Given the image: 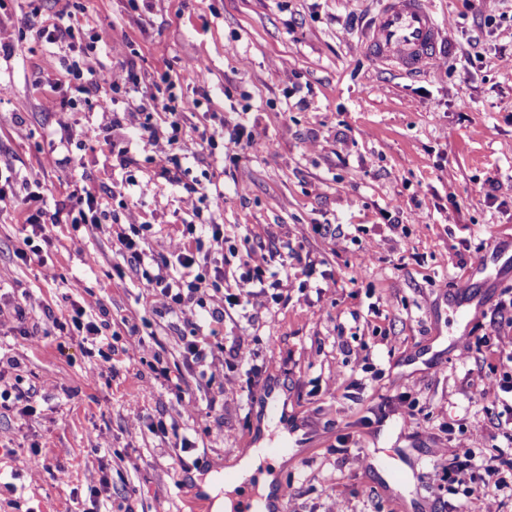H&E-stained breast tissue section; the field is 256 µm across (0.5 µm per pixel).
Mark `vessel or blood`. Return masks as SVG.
Listing matches in <instances>:
<instances>
[{
  "label": "vessel or blood",
  "instance_id": "obj_1",
  "mask_svg": "<svg viewBox=\"0 0 512 512\" xmlns=\"http://www.w3.org/2000/svg\"><path fill=\"white\" fill-rule=\"evenodd\" d=\"M367 49L379 60L395 63L402 71H422L438 52L439 28L424 0H383V6L365 33ZM253 402L259 403L266 422L287 426L288 411L279 393L260 385ZM287 485L277 483L269 494L242 488L235 512H285Z\"/></svg>",
  "mask_w": 512,
  "mask_h": 512
}]
</instances>
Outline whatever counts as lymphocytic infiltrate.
<instances>
[{
  "label": "lymphocytic infiltrate",
  "mask_w": 512,
  "mask_h": 512,
  "mask_svg": "<svg viewBox=\"0 0 512 512\" xmlns=\"http://www.w3.org/2000/svg\"><path fill=\"white\" fill-rule=\"evenodd\" d=\"M193 103L170 98L166 110L171 115L170 134L158 143L160 174L168 181L182 186L188 210H195L197 201L207 198L222 203V196H209L201 183H187L180 176V158L184 147L180 142L181 120L192 111ZM151 232L142 224L134 235H119L118 242L139 269L141 284L150 292L154 308L160 315L196 316L207 323L212 337H220L227 309L262 308L267 304V285L264 281L271 257L265 253L245 251L238 257L240 293L224 295V269L203 266L200 253L205 242L223 244L224 227L215 217L184 224L180 237L154 255H147L143 244ZM430 480L437 490L452 485L467 488L464 512H482L481 491L494 487L497 492L512 497V483L500 477L492 463L477 464L472 452L455 455L451 461L433 466Z\"/></svg>",
  "instance_id": "f902f5d3"
}]
</instances>
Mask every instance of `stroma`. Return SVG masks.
<instances>
[{
	"mask_svg": "<svg viewBox=\"0 0 512 512\" xmlns=\"http://www.w3.org/2000/svg\"><path fill=\"white\" fill-rule=\"evenodd\" d=\"M441 32L437 56L408 76L371 57L363 30L375 0H5L0 26L14 51L0 57V173L42 182L48 209L67 212L73 190L95 188L108 224L73 230L60 223L18 259L26 232L11 200L0 202V307L32 295L40 310L0 323V391L35 388L34 412L0 408V512H86L89 489L110 512H212L205 479L224 475L241 448L274 442L252 405L183 362L194 333L208 357L230 358L248 337L251 367L230 375L237 386L270 380L288 394L298 447L264 468L292 483L290 512H457L460 488L427 479L439 449L467 445L477 462L512 477V393L482 394L491 379L512 376V266L495 251L512 245V0H425ZM71 27L72 39L47 45L40 33ZM103 41H96V34ZM70 54L99 72L133 65L137 88L119 94L101 84L70 83L59 59ZM202 61L203 79L187 62ZM169 79L178 98L200 101L181 137L241 125L257 130L236 156L224 148L182 162V179L223 192L218 218L238 249L292 253L275 298L259 310H228L224 343L207 325L161 317L130 276L115 233L127 213L152 227L146 248L179 236L191 221L181 187L159 175L155 139L169 131L156 101ZM71 107L44 111L46 96ZM113 108H104V101ZM144 105L152 129L126 141L112 117ZM129 147L121 166L116 148ZM70 155L73 167L44 165ZM366 254L365 268L355 266ZM126 270L124 281L114 278ZM470 277L460 305L448 281ZM95 295L87 319L123 336L135 326L165 350L169 380L155 379L133 353L101 357L78 333L53 334L74 304ZM35 339L23 343L21 332ZM473 344L464 347L462 333ZM339 378L336 392L325 389ZM198 409L188 422L173 384ZM413 402L414 422L400 415ZM188 428L185 454L158 425ZM45 461L30 471V451ZM377 449L405 472L358 467L360 449Z\"/></svg>",
	"mask_w": 512,
	"mask_h": 512,
	"instance_id": "1",
	"label": "stroma"
}]
</instances>
